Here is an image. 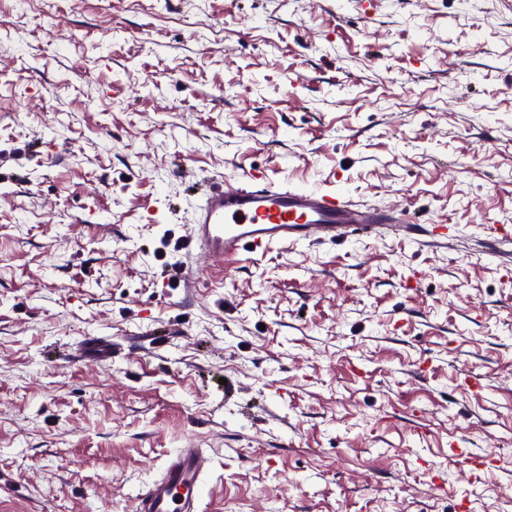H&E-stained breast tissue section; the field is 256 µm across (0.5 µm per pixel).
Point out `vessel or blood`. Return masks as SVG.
Returning a JSON list of instances; mask_svg holds the SVG:
<instances>
[{
  "mask_svg": "<svg viewBox=\"0 0 512 512\" xmlns=\"http://www.w3.org/2000/svg\"><path fill=\"white\" fill-rule=\"evenodd\" d=\"M393 226L403 238L420 244L444 242L453 229L376 207H363L333 191L278 185L259 173L217 180L204 189L188 226L187 246L198 259L183 267L185 289L197 287L210 261L249 256L258 259L278 245L336 244L352 236ZM119 346L101 334L84 336L74 361H111ZM210 458L187 445L171 452L160 478L138 492L133 512H198Z\"/></svg>",
  "mask_w": 512,
  "mask_h": 512,
  "instance_id": "obj_1",
  "label": "vessel or blood"
}]
</instances>
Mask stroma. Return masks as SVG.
Wrapping results in <instances>:
<instances>
[{
  "label": "stroma",
  "instance_id": "stroma-1",
  "mask_svg": "<svg viewBox=\"0 0 512 512\" xmlns=\"http://www.w3.org/2000/svg\"><path fill=\"white\" fill-rule=\"evenodd\" d=\"M1 153L0 512H131L190 442L201 512H512V0H0ZM251 170L457 235L170 285ZM125 350L123 345H119L112 340V336L101 334H89L84 336L74 355H71L75 362H84L95 360L102 363L111 362L113 353Z\"/></svg>",
  "mask_w": 512,
  "mask_h": 512
}]
</instances>
